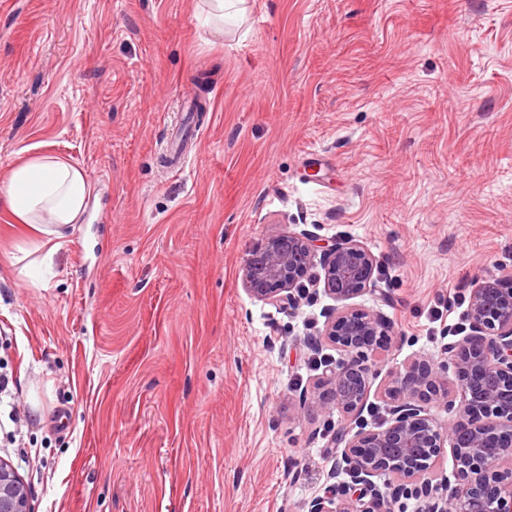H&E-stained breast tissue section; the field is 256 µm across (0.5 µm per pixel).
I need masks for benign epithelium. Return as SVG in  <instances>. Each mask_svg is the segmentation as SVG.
<instances>
[{
    "instance_id": "1",
    "label": "benign epithelium",
    "mask_w": 512,
    "mask_h": 512,
    "mask_svg": "<svg viewBox=\"0 0 512 512\" xmlns=\"http://www.w3.org/2000/svg\"><path fill=\"white\" fill-rule=\"evenodd\" d=\"M317 256L323 291L340 306L308 345L343 358L324 366L309 399L346 419L331 444L340 456L335 476L348 480L337 483L339 496L312 499L307 512H393L409 496L425 500V512H512V276L472 290L467 326L444 332L445 369L420 357L388 372L377 396L390 418L368 430L362 412L379 369L366 352L394 335L382 311L345 304L374 284L369 251L353 239L320 243L307 232H283L246 259L244 287L259 301L295 310L298 279ZM440 407L454 412L444 425L434 415ZM447 454L454 485L439 494L425 474ZM0 512H34L30 489L2 460Z\"/></svg>"
}]
</instances>
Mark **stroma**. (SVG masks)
<instances>
[{
    "label": "stroma",
    "mask_w": 512,
    "mask_h": 512,
    "mask_svg": "<svg viewBox=\"0 0 512 512\" xmlns=\"http://www.w3.org/2000/svg\"><path fill=\"white\" fill-rule=\"evenodd\" d=\"M246 5L218 33L205 0H0V175L42 152L94 188L37 288L0 210V365L25 416L0 414V458L35 512L331 496L342 417L303 397L340 357L308 347L335 302L318 263L297 311L245 291L274 235L373 255L376 288L353 303L395 326L383 371L442 365L472 289L512 275V0Z\"/></svg>",
    "instance_id": "35a3bbf8"
}]
</instances>
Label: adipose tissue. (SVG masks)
Wrapping results in <instances>:
<instances>
[{
  "label": "adipose tissue",
  "instance_id": "ef3b65f1",
  "mask_svg": "<svg viewBox=\"0 0 512 512\" xmlns=\"http://www.w3.org/2000/svg\"><path fill=\"white\" fill-rule=\"evenodd\" d=\"M91 193L81 168L45 154L29 156L0 178V205L21 226L33 249L49 256L86 212Z\"/></svg>",
  "mask_w": 512,
  "mask_h": 512
}]
</instances>
